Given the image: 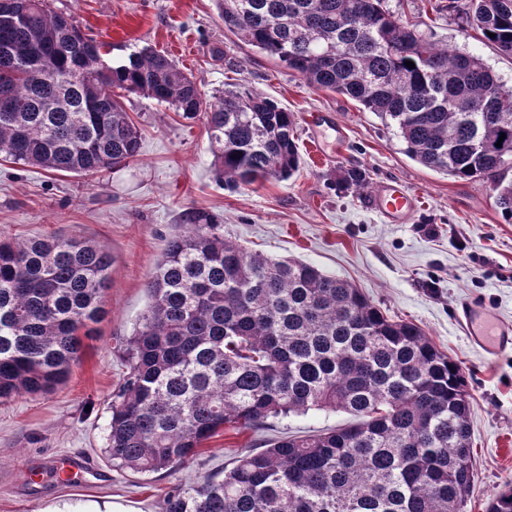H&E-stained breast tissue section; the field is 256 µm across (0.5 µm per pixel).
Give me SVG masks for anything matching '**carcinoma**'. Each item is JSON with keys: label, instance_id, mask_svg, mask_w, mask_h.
I'll use <instances>...</instances> for the list:
<instances>
[{"label": "carcinoma", "instance_id": "cac0c4a2", "mask_svg": "<svg viewBox=\"0 0 512 512\" xmlns=\"http://www.w3.org/2000/svg\"><path fill=\"white\" fill-rule=\"evenodd\" d=\"M2 2L25 21L0 27V161L60 174L126 167L141 134L123 99L136 94L203 114L214 170L232 190L299 169L296 117L275 101L237 87L206 105L168 54L146 45L114 67L71 15L45 0ZM218 5L240 41L393 124L411 159L493 181L512 220V89L481 58L411 28L383 0ZM470 9L484 40L512 55V0ZM35 60L51 80L27 77ZM75 69L85 79L73 86ZM342 185L361 192L367 173L347 169ZM112 262L103 246L54 233L0 241V401L67 382L108 315ZM147 294L112 398L113 464L168 471L226 426L310 410L357 418L241 454L223 479L170 494L163 512H461L473 478L470 394L460 365L419 326L311 264L225 239L224 225L197 211L168 239ZM488 512H512V489Z\"/></svg>", "mask_w": 512, "mask_h": 512}]
</instances>
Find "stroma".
Returning a JSON list of instances; mask_svg holds the SVG:
<instances>
[{
	"instance_id": "obj_1",
	"label": "stroma",
	"mask_w": 512,
	"mask_h": 512,
	"mask_svg": "<svg viewBox=\"0 0 512 512\" xmlns=\"http://www.w3.org/2000/svg\"><path fill=\"white\" fill-rule=\"evenodd\" d=\"M448 0H385L411 23L430 25L440 44L479 56L512 89V56L499 54ZM56 12L104 45L107 60L127 63L150 45L191 75L204 101L242 84L293 112L298 174L231 191L212 165L203 116L130 95L126 108L141 132L140 157L120 169L60 175L0 162V238L55 232L95 240L114 262L105 293L108 317L87 340L68 381L43 395L0 403V512H91L113 502L129 512H163L175 487L223 475L244 448L285 435L306 436L351 422L343 412L311 411L268 420L253 430L225 428L195 460L174 471L135 474L104 457L110 403L126 372L125 340L147 305L145 286L168 237L189 211L219 218L225 238L264 255L296 258L347 279L389 316L419 325L458 361L470 393L474 483L462 512H486L512 486V351L490 356L471 345L458 319L462 303L486 302L512 321V224L487 179L461 180L410 159L374 113L311 87L298 73L225 30L217 0H49ZM365 169L371 188L342 187L343 170ZM402 181L419 199L406 223H389L372 188ZM89 458L106 482L73 488L32 484L30 463L58 455Z\"/></svg>"
}]
</instances>
